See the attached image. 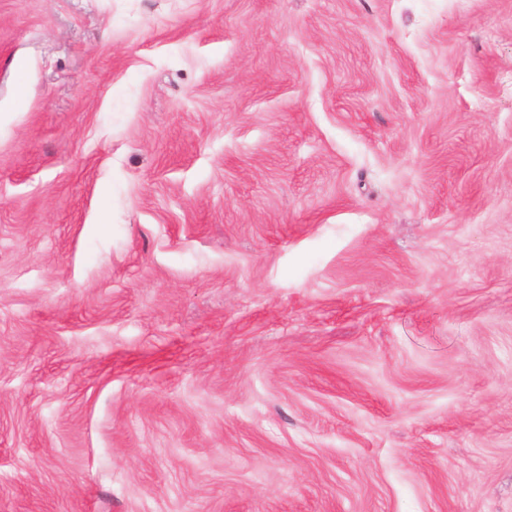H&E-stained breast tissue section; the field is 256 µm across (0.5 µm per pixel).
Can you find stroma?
Returning a JSON list of instances; mask_svg holds the SVG:
<instances>
[{
  "label": "stroma",
  "mask_w": 512,
  "mask_h": 512,
  "mask_svg": "<svg viewBox=\"0 0 512 512\" xmlns=\"http://www.w3.org/2000/svg\"><path fill=\"white\" fill-rule=\"evenodd\" d=\"M0 512H512V0H0Z\"/></svg>",
  "instance_id": "1"
}]
</instances>
